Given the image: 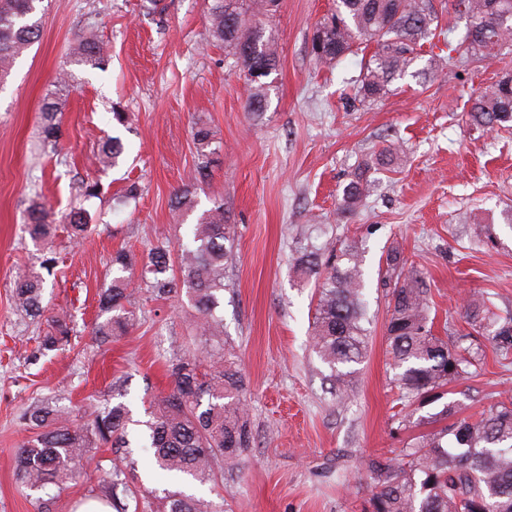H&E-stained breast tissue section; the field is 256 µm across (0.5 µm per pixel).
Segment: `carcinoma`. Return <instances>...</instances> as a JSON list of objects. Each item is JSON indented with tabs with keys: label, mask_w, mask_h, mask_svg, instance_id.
Instances as JSON below:
<instances>
[{
	"label": "carcinoma",
	"mask_w": 512,
	"mask_h": 512,
	"mask_svg": "<svg viewBox=\"0 0 512 512\" xmlns=\"http://www.w3.org/2000/svg\"><path fill=\"white\" fill-rule=\"evenodd\" d=\"M41 0H0V83L10 76L17 59L37 42L42 31L37 3ZM210 40L224 46L234 65L244 72L247 84L245 109L267 111L271 83L267 78L279 64L278 43L268 22L282 0H207ZM467 19L459 38H448V59L458 56L472 63L512 52V0H460ZM439 13L432 0H336V9L315 26L310 55L315 64L332 68L348 56L375 50L361 58L362 75L356 97L373 104L391 91L392 84L407 75H427L439 67L437 46ZM429 58H424V55ZM69 60L96 68L106 49L91 25L75 35L69 45ZM424 66L410 71L420 59ZM71 74L56 77V91L44 102L41 113L43 141L55 144L60 136L62 92L70 89ZM471 123L493 129L512 123V74L503 75L490 89L472 100ZM197 163L171 200L174 216L185 220L195 208L194 193L206 175L213 157L223 150L212 128L197 122L192 127ZM123 152L120 141H105L99 162L112 166ZM398 156L391 143L375 158L357 167L342 193L341 212L352 213L369 192L368 173L377 165H389ZM34 240L48 231L45 208L34 204L28 213ZM75 235L85 231L91 215L83 207L70 211ZM233 246L231 225L224 201L215 200L191 225L189 240L171 249L156 246L142 260L119 249L112 255L117 275L99 299L107 317L92 333L104 340L128 334L136 324L135 312L125 304L136 291L156 297L185 292L197 310V328L208 348L205 359L185 355L171 364L173 388L153 402L147 419L145 447L152 449L156 464L173 475L199 481L216 477L221 463L233 467L251 445L242 379L224 365L217 342L224 335L220 314L224 298V261ZM362 256L354 247L332 253L325 271H319L318 254L299 259L301 271L316 277L317 303L311 336L313 349L330 370L339 401L350 398L356 365L365 357L369 336L367 307L363 295ZM43 281L25 275L14 289L15 304L28 314L43 312ZM385 285L389 288V317L385 326L386 348L398 372L395 386L407 407L421 409L442 402L428 416L432 423L458 413V404L443 401L448 386L469 374L478 358L466 356L436 335L424 277L406 266L394 248L387 256ZM465 318L479 335H488L501 351H512V315L500 316L486 304L472 301ZM70 316H55L52 331L43 337V349L55 350L68 343ZM208 399L202 407V399ZM37 429L16 453V481L33 490L53 486L59 490L84 480L81 459L94 448L113 450L112 507L128 512L117 489L128 490L130 463L122 449L128 447L126 406L117 402L93 411L86 424H74L69 414L50 405L37 404L26 413ZM371 494L364 512H512V397L483 409L475 419L462 418L414 437L395 457L372 459L367 464ZM157 512H219L216 505L182 491H167Z\"/></svg>",
	"instance_id": "obj_1"
}]
</instances>
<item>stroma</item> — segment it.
<instances>
[{"mask_svg":"<svg viewBox=\"0 0 512 512\" xmlns=\"http://www.w3.org/2000/svg\"><path fill=\"white\" fill-rule=\"evenodd\" d=\"M43 6L38 43L0 85V512H75L81 501L106 497L110 449L83 459L87 480L47 493L16 481L15 453L32 435L21 419L29 406L60 399L82 424L116 386L136 420L128 428L129 482L140 506L155 512L164 491L179 488L154 466L137 422L150 401L170 392L169 362L203 351L197 311L182 293L157 300L137 293L130 335L101 343L91 329L116 249L143 257L187 238L170 200L197 161L191 127L198 121L224 144L196 201L204 210L223 200L234 229L224 264L223 345L244 379L252 443L236 468L194 483L193 495L223 504L224 512H363L365 464L398 454L427 431L430 413L406 414L392 387L384 342L389 297L380 273L394 246L425 276L434 332L484 355L478 376L450 386L460 416L512 394V358L501 359L463 317L472 299L512 313V128L483 130L468 121L472 95L512 74V54L426 82L405 77L366 105L352 94L358 57L331 70L315 68L310 57L311 34L333 0H283L270 22L280 67L269 108L257 116L244 109L243 72L210 41L206 0ZM89 24L108 50L101 69L67 62L70 40ZM64 67L72 88L51 149L40 139V108ZM116 110L126 113L125 124L113 123ZM109 136L126 150L103 170L93 156ZM391 142L401 145L402 160L372 171L363 205L338 214L356 167ZM84 181L99 183L101 193L85 201L92 221L75 237L64 217ZM133 182L136 202L119 204ZM35 201L53 219L50 237L38 243L25 224ZM328 243L362 251L371 320V347L345 404L312 350L313 282L295 263L305 249ZM59 256L63 264L52 265ZM31 273L44 281L40 317L14 304L16 281ZM63 310L72 316L69 343L43 350L48 319Z\"/></svg>","mask_w":512,"mask_h":512,"instance_id":"1","label":"stroma"}]
</instances>
